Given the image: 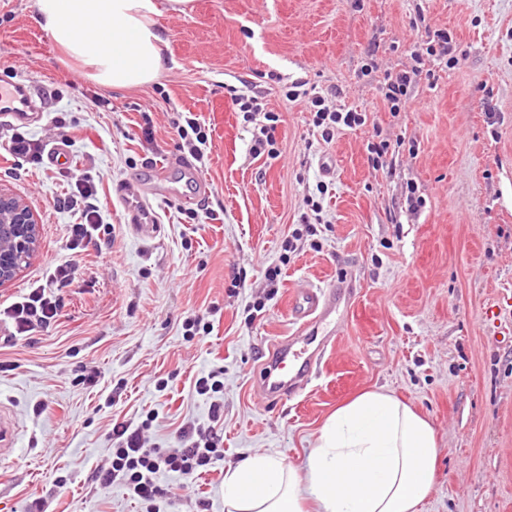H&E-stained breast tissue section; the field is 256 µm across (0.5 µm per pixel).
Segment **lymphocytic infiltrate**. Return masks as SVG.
Here are the masks:
<instances>
[{"instance_id": "1", "label": "lymphocytic infiltrate", "mask_w": 512, "mask_h": 512, "mask_svg": "<svg viewBox=\"0 0 512 512\" xmlns=\"http://www.w3.org/2000/svg\"><path fill=\"white\" fill-rule=\"evenodd\" d=\"M415 61L411 70L386 74L382 88L390 112L398 113L412 100V89L420 80L433 79L428 62L446 67L458 65L457 45L445 29L426 30L424 38L413 52ZM226 91L245 123L253 127L250 151L253 155L278 158L275 132L280 121L278 113L266 110L261 98L247 94L238 87L227 86ZM287 101L306 100L313 115V124L320 128L323 141H331L336 132L357 129L367 122L366 113L339 108L329 103L328 93L302 87L294 81L285 92ZM98 191L93 180H77L70 194L60 200V207L78 214L79 221L70 225L69 250H83L99 244L102 233L108 232L98 204ZM77 266L73 260L61 261L44 284L30 289L19 300L0 309V316L10 320L17 334H25L54 323L61 309L58 289L67 287L76 278ZM222 370L209 372L195 382L197 394L210 400L208 420L204 423L186 422L177 430L179 447L160 448L149 444L146 432L156 421V414H147L140 424L127 421L113 423L108 440V459L96 464L91 479L103 488L121 483L129 493L144 505L146 512H160V504L167 491L161 483L163 476H172L187 483L208 473L224 458L223 440L216 427L224 417V382Z\"/></svg>"}]
</instances>
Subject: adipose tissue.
I'll use <instances>...</instances> for the list:
<instances>
[{
	"label": "adipose tissue",
	"mask_w": 512,
	"mask_h": 512,
	"mask_svg": "<svg viewBox=\"0 0 512 512\" xmlns=\"http://www.w3.org/2000/svg\"><path fill=\"white\" fill-rule=\"evenodd\" d=\"M156 0H37V21L97 83L154 82L165 43ZM439 453L431 423L386 391L359 394L326 420L304 471L271 455L224 476L225 512H419L435 488Z\"/></svg>",
	"instance_id": "1"
}]
</instances>
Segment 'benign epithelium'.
I'll return each instance as SVG.
<instances>
[{
    "label": "benign epithelium",
    "mask_w": 512,
    "mask_h": 512,
    "mask_svg": "<svg viewBox=\"0 0 512 512\" xmlns=\"http://www.w3.org/2000/svg\"><path fill=\"white\" fill-rule=\"evenodd\" d=\"M37 247L34 214L19 199L0 190V286L21 273Z\"/></svg>",
    "instance_id": "obj_1"
}]
</instances>
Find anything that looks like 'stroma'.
Wrapping results in <instances>:
<instances>
[{"instance_id": "stroma-1", "label": "stroma", "mask_w": 512, "mask_h": 512, "mask_svg": "<svg viewBox=\"0 0 512 512\" xmlns=\"http://www.w3.org/2000/svg\"><path fill=\"white\" fill-rule=\"evenodd\" d=\"M155 21L168 42L159 79L115 91L64 61L37 24L36 0H0V86L20 78L41 86L44 118L23 132L64 141L70 155L52 169L0 149V189L32 210L40 232L0 303L69 257L75 216L56 201L77 179L93 177L113 227L111 247L81 253L57 322L17 336L0 320V404L24 427L14 454L0 458V512H27L36 498L46 512H142L121 484L90 480L112 423L137 425L156 411L152 441L178 447L182 422L208 419L196 378L218 368L224 459L190 484L169 485L165 512H225V472L256 454L304 468L327 417L372 388L436 430V487L420 512H507L512 317L492 331L483 317L512 290V0H196L191 16L164 11ZM429 28L452 32L462 60L420 81L410 107L391 113L384 77L413 66L412 46ZM296 80L335 91L337 105L365 112L367 124L324 142L306 102L283 95ZM228 84L279 114L278 160L251 154V128L225 96ZM189 110L212 129L202 166L172 129ZM377 133L395 145L392 173L367 164L364 147ZM150 163L176 179L199 171L212 185L190 204L153 200L162 224L153 238L132 233L114 191ZM320 181L331 225L281 263ZM409 184L425 200L415 212L404 206ZM277 264L271 295L265 271ZM345 280L357 285L356 304L320 379L298 399H261L252 382L268 346L294 330L293 286ZM193 313L210 333L187 335ZM91 369L94 388L79 382ZM60 476L67 486L57 487Z\"/></svg>"}]
</instances>
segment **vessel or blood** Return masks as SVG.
Wrapping results in <instances>:
<instances>
[{
  "mask_svg": "<svg viewBox=\"0 0 512 512\" xmlns=\"http://www.w3.org/2000/svg\"><path fill=\"white\" fill-rule=\"evenodd\" d=\"M35 86L17 83L0 86V121L22 123L30 118ZM128 226L136 234L156 235L158 219L148 201H139L127 211ZM356 289L311 285L293 289L288 313L294 332L278 339L269 348L263 372L254 390L263 399H291L297 396L326 366L334 351L336 333L330 330L341 310L351 309ZM19 435V424L9 413H0V455L12 453Z\"/></svg>",
  "mask_w": 512,
  "mask_h": 512,
  "instance_id": "vessel-or-blood-1",
  "label": "vessel or blood"
}]
</instances>
